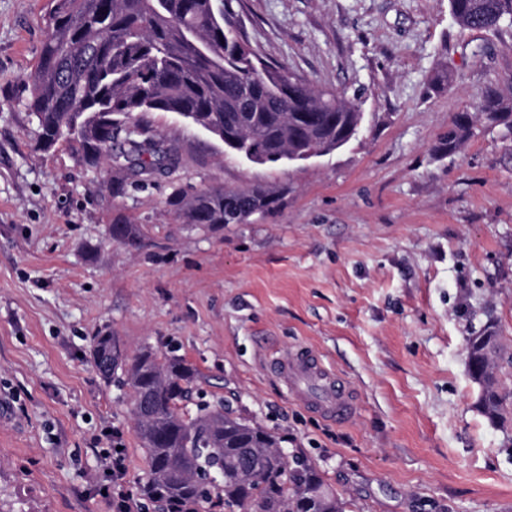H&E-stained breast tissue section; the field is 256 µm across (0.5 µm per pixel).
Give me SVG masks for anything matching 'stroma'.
Returning <instances> with one entry per match:
<instances>
[{"label":"stroma","instance_id":"obj_1","mask_svg":"<svg viewBox=\"0 0 512 512\" xmlns=\"http://www.w3.org/2000/svg\"><path fill=\"white\" fill-rule=\"evenodd\" d=\"M47 6L0 0V512H116L143 478L132 401L91 361L103 333L194 364L199 388L305 453L349 512H512V457L465 353L489 319L512 340V138L480 113L483 90L512 89V29L463 28L449 0H243L264 60L360 94L359 135L259 165L153 112L179 163L146 177L38 150L27 102ZM462 112L472 136L441 151ZM256 181L279 201L246 224H186L169 203ZM116 222L138 239L111 242ZM299 344L350 384L348 422L265 370Z\"/></svg>","mask_w":512,"mask_h":512}]
</instances>
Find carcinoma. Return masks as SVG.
Returning a JSON list of instances; mask_svg holds the SVG:
<instances>
[{"mask_svg":"<svg viewBox=\"0 0 512 512\" xmlns=\"http://www.w3.org/2000/svg\"><path fill=\"white\" fill-rule=\"evenodd\" d=\"M241 0H51L45 38L29 77L28 109L43 151L64 142L77 161L97 168L113 147L138 175L165 158L156 144L114 131L145 130L150 112H174L234 136L237 153L253 163H295L311 151L349 143L362 119L345 94L315 89L285 66L261 64L242 29ZM470 29L512 26V0H450ZM486 120L512 135V92L481 94ZM468 117L448 127L450 152L471 136ZM277 192L264 182L245 189L177 190L172 203L185 224H245L251 211L274 209ZM138 229L112 224L109 239L132 242ZM466 366L479 388L476 403L503 433L512 453V345L489 321L466 337ZM91 355L103 380L129 390L144 450L146 477L139 495L170 512L174 503L216 502L225 512H346L347 503L305 456L285 454L277 438L224 411V403L181 404L192 397L198 370L171 352L143 348L129 355L116 337L93 338ZM211 478L204 485L205 478Z\"/></svg>","mask_w":512,"mask_h":512,"instance_id":"1","label":"carcinoma"}]
</instances>
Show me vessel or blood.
I'll list each match as a JSON object with an SVG mask.
<instances>
[{"label": "vessel or blood", "instance_id": "obj_1", "mask_svg": "<svg viewBox=\"0 0 512 512\" xmlns=\"http://www.w3.org/2000/svg\"><path fill=\"white\" fill-rule=\"evenodd\" d=\"M269 368L309 409L339 423L351 418L354 402L350 385L311 347L296 346L288 354L273 358Z\"/></svg>", "mask_w": 512, "mask_h": 512}]
</instances>
